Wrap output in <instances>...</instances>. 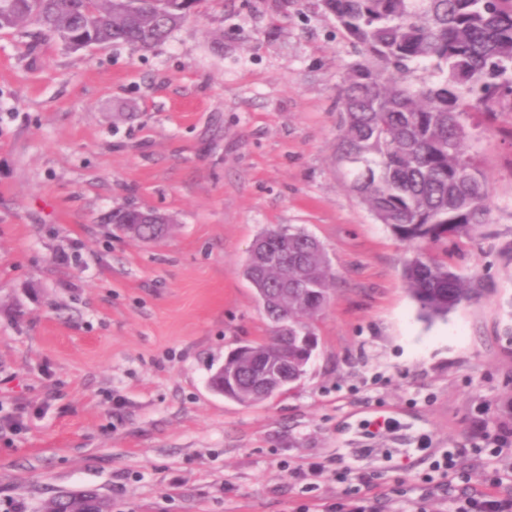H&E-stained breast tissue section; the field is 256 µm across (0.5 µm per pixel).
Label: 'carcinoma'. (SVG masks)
Returning a JSON list of instances; mask_svg holds the SVG:
<instances>
[{"mask_svg": "<svg viewBox=\"0 0 512 512\" xmlns=\"http://www.w3.org/2000/svg\"><path fill=\"white\" fill-rule=\"evenodd\" d=\"M197 0H0V31L32 29L34 43L62 39L71 49L124 44L148 49L166 40ZM357 50L338 88L337 161L349 187L372 215L412 246L403 278L421 315L444 318L485 293L427 245L471 241L490 224L488 178L467 153V121L512 112V0H319ZM431 67L435 80H413ZM117 224H138L140 211L122 208ZM279 253L272 266L261 251ZM245 274L266 291L272 326L288 319V341L271 338L224 360L237 377L227 397L264 401L254 390L253 362H288L300 378L317 348L310 320L329 304L334 274L320 242L300 230L288 241L276 229L255 239ZM44 512H111L92 490L55 497Z\"/></svg>", "mask_w": 512, "mask_h": 512, "instance_id": "1", "label": "carcinoma"}]
</instances>
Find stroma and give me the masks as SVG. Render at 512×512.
I'll return each mask as SVG.
<instances>
[{
    "label": "stroma",
    "instance_id": "stroma-1",
    "mask_svg": "<svg viewBox=\"0 0 512 512\" xmlns=\"http://www.w3.org/2000/svg\"><path fill=\"white\" fill-rule=\"evenodd\" d=\"M30 41L0 31V512L80 489L112 512H328L346 464L380 512H452L423 482L448 451L452 490L494 470L512 492V113L469 126L492 222L448 248L487 292L429 324L408 245L336 163L358 54L317 0H200L146 50ZM121 207L172 231L129 238ZM288 227L323 246L333 296L306 374L243 405L207 379L270 338L243 266Z\"/></svg>",
    "mask_w": 512,
    "mask_h": 512
}]
</instances>
